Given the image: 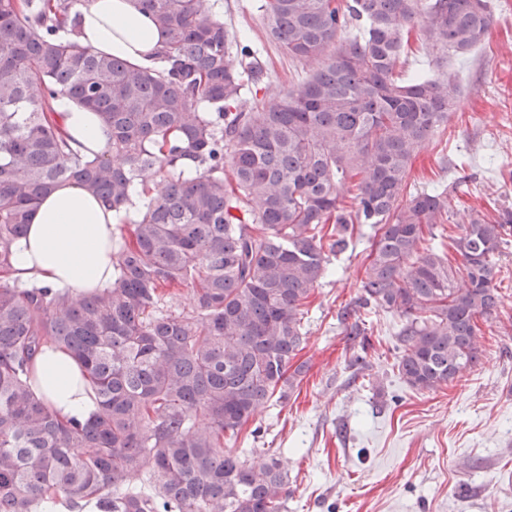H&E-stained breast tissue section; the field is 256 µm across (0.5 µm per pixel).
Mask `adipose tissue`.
I'll return each mask as SVG.
<instances>
[{"label":"adipose tissue","instance_id":"adipose-tissue-1","mask_svg":"<svg viewBox=\"0 0 512 512\" xmlns=\"http://www.w3.org/2000/svg\"><path fill=\"white\" fill-rule=\"evenodd\" d=\"M77 42L139 66H149L159 32L134 0H90L78 19ZM57 120L74 148L85 154L107 151L110 132L93 111L68 99L58 103ZM124 214L108 209L75 184L59 186L41 197L26 235L14 248L11 279L72 295L110 289L114 280L112 239L119 236ZM37 393L61 419H88L97 409L81 365L60 349L46 345L34 361Z\"/></svg>","mask_w":512,"mask_h":512}]
</instances>
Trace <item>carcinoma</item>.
Returning a JSON list of instances; mask_svg holds the SVG:
<instances>
[{"label":"carcinoma","instance_id":"carcinoma-1","mask_svg":"<svg viewBox=\"0 0 512 512\" xmlns=\"http://www.w3.org/2000/svg\"><path fill=\"white\" fill-rule=\"evenodd\" d=\"M137 2L163 35L152 67L76 43V0H0V512L88 502L99 512H283L287 464L251 465L224 443L300 383L308 299L355 225L374 236L341 320L399 313L396 368L416 391L477 361L512 208L464 225L457 268L423 245L425 230L448 222V192L406 200V180L460 86L402 81L395 68L411 28L427 47L471 52L491 27L488 0H262L269 37L316 65L298 88L276 91L204 0ZM247 82L262 92L251 104ZM64 95L110 129L107 152L90 159L71 146L55 119ZM354 179L348 208L341 190ZM69 181L116 211L139 190L103 293L62 296L9 278L36 201ZM349 335L361 337L354 362L365 363L366 328L356 320ZM45 344L86 370L92 419L63 422L33 392Z\"/></svg>","mask_w":512,"mask_h":512}]
</instances>
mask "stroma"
<instances>
[{
    "label": "stroma",
    "mask_w": 512,
    "mask_h": 512,
    "mask_svg": "<svg viewBox=\"0 0 512 512\" xmlns=\"http://www.w3.org/2000/svg\"><path fill=\"white\" fill-rule=\"evenodd\" d=\"M485 40L463 57L411 41L400 79L442 73L461 88L447 128L420 148L406 194L448 188L449 220L435 233L460 235L476 211L512 208V0H492ZM238 39L257 49L272 89L312 72L272 41L261 0H211ZM369 252L357 238L331 260L311 297L298 355L306 371L286 402L263 409L234 445L258 465L288 462L285 512H512V244L496 261V313L482 325L475 367L431 392L408 387L395 368L398 314L362 311L371 347L364 367L339 314L360 293Z\"/></svg>",
    "instance_id": "stroma-1"
}]
</instances>
